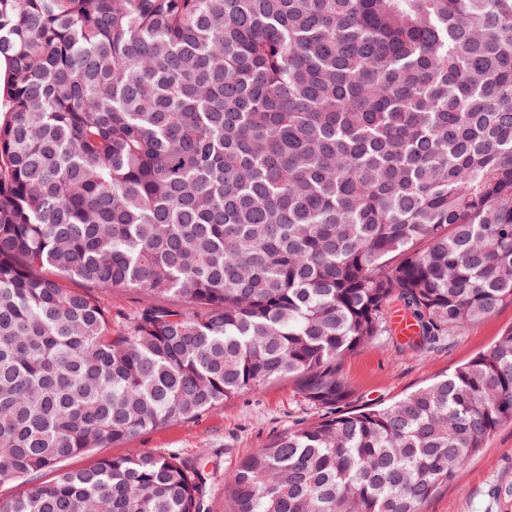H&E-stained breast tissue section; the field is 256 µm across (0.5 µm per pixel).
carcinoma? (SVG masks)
I'll list each match as a JSON object with an SVG mask.
<instances>
[{"label": "carcinoma", "mask_w": 512, "mask_h": 512, "mask_svg": "<svg viewBox=\"0 0 512 512\" xmlns=\"http://www.w3.org/2000/svg\"><path fill=\"white\" fill-rule=\"evenodd\" d=\"M0 60V512H203L176 452L61 463L284 379L329 416L225 512H420L512 423V330L388 405L339 375L512 298V0H0ZM67 286L68 288L87 291L95 295L100 300L101 304L111 313L112 328L116 330L131 321L146 301L145 296L135 290L116 293L99 292L76 280L68 281Z\"/></svg>", "instance_id": "1"}]
</instances>
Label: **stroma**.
<instances>
[{"label":"stroma","instance_id":"obj_1","mask_svg":"<svg viewBox=\"0 0 512 512\" xmlns=\"http://www.w3.org/2000/svg\"><path fill=\"white\" fill-rule=\"evenodd\" d=\"M510 328L512 300L508 299L489 318L463 328L427 352L415 354L385 339L350 354L340 366V374L351 388L348 404L361 408L392 403L489 350ZM322 415V410L303 400L295 380L285 379L194 418L145 431L132 442L74 457L63 467L82 469L97 458L122 456L135 449L174 451L186 459L204 462L209 512H224L226 475L277 435ZM421 512H512V423L502 425L447 487L422 504Z\"/></svg>","mask_w":512,"mask_h":512}]
</instances>
